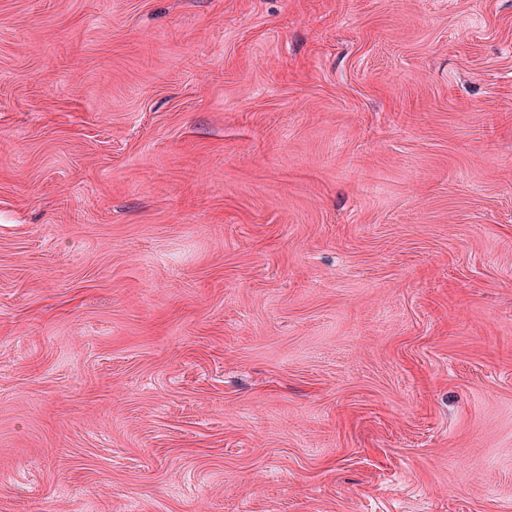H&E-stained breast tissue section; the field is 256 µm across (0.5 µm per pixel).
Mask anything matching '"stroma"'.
<instances>
[{
    "label": "stroma",
    "mask_w": 512,
    "mask_h": 512,
    "mask_svg": "<svg viewBox=\"0 0 512 512\" xmlns=\"http://www.w3.org/2000/svg\"><path fill=\"white\" fill-rule=\"evenodd\" d=\"M0 512H512V0H0Z\"/></svg>",
    "instance_id": "obj_1"
}]
</instances>
